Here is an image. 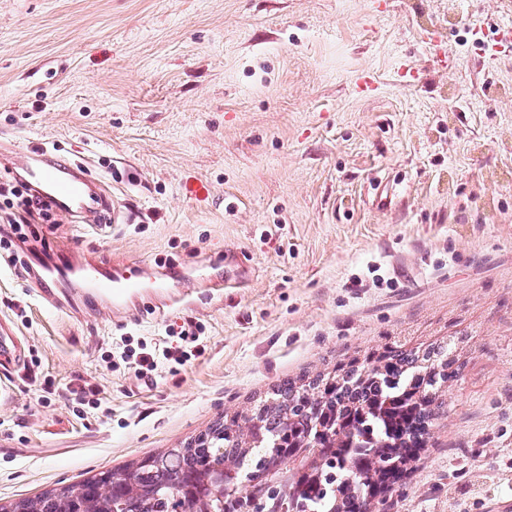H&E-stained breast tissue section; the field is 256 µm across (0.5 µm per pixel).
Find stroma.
Wrapping results in <instances>:
<instances>
[{
    "label": "stroma",
    "instance_id": "obj_1",
    "mask_svg": "<svg viewBox=\"0 0 512 512\" xmlns=\"http://www.w3.org/2000/svg\"><path fill=\"white\" fill-rule=\"evenodd\" d=\"M512 0H0V175L14 148L84 168L122 211L29 225L49 254L184 273L190 306L116 322L0 260V505L183 447L286 377L398 340L451 343L424 451L379 512L512 487ZM483 29L482 46L474 29ZM443 32L435 47L424 33ZM409 61L417 75L401 74ZM369 71L374 94L359 93ZM394 184L379 205L378 182ZM246 252L245 267L224 254ZM233 281L223 296L199 266ZM200 324L205 353L136 377L124 346ZM57 390L43 392L45 380ZM96 388L99 406L79 403Z\"/></svg>",
    "mask_w": 512,
    "mask_h": 512
}]
</instances>
